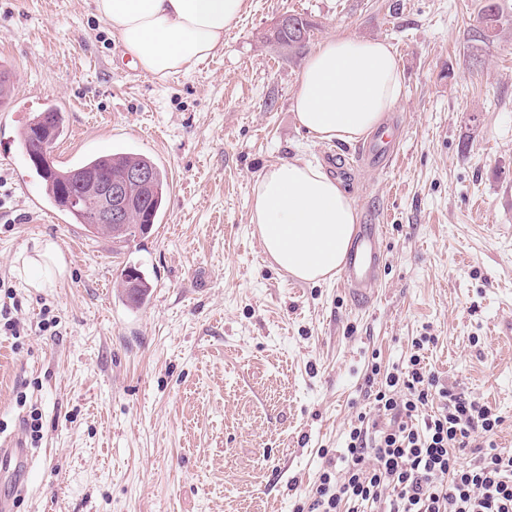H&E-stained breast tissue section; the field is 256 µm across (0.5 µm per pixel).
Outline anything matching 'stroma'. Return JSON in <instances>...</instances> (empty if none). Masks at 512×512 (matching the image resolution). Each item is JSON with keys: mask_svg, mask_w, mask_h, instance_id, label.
Segmentation results:
<instances>
[{"mask_svg": "<svg viewBox=\"0 0 512 512\" xmlns=\"http://www.w3.org/2000/svg\"><path fill=\"white\" fill-rule=\"evenodd\" d=\"M472 42L485 0H247L224 47L167 79L133 62L93 0H0L8 112L65 108L57 154L125 149L166 170V205L147 238L113 249L67 217L34 223L0 165V277L27 336L0 335V439L30 446L15 512H296L335 462L367 367L425 362L503 417L512 449V0ZM306 18V49L271 39ZM395 46L403 98L386 122L397 157L366 165L359 143H319L291 108L310 49L327 38ZM345 157L358 218L384 224L378 298L354 307L335 280L304 282L265 254L249 222L270 165ZM67 273L44 288L21 268L43 239ZM154 288L139 309L116 295L126 263ZM50 308L55 333L40 332ZM38 411L43 437L24 421Z\"/></svg>", "mask_w": 512, "mask_h": 512, "instance_id": "stroma-1", "label": "stroma"}]
</instances>
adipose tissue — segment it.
I'll return each instance as SVG.
<instances>
[{
  "instance_id": "1",
  "label": "adipose tissue",
  "mask_w": 512,
  "mask_h": 512,
  "mask_svg": "<svg viewBox=\"0 0 512 512\" xmlns=\"http://www.w3.org/2000/svg\"><path fill=\"white\" fill-rule=\"evenodd\" d=\"M94 5L134 64L160 79L190 72L214 56L245 10V0H94ZM402 90L391 43L333 36L307 57L292 107L313 140L350 143L380 126ZM356 220L348 191L321 166L283 161L253 185L249 221L273 262L298 279L336 276Z\"/></svg>"
}]
</instances>
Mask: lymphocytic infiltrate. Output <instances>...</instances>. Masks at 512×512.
Here are the masks:
<instances>
[{
    "mask_svg": "<svg viewBox=\"0 0 512 512\" xmlns=\"http://www.w3.org/2000/svg\"><path fill=\"white\" fill-rule=\"evenodd\" d=\"M426 342L414 339L404 368L372 364L376 412L350 425L308 512H512V450L494 440L501 415L428 371Z\"/></svg>",
    "mask_w": 512,
    "mask_h": 512,
    "instance_id": "f902f5d3",
    "label": "lymphocytic infiltrate"
}]
</instances>
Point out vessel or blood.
<instances>
[{"label": "vessel or blood", "instance_id": "obj_1", "mask_svg": "<svg viewBox=\"0 0 512 512\" xmlns=\"http://www.w3.org/2000/svg\"><path fill=\"white\" fill-rule=\"evenodd\" d=\"M392 136L381 131L366 147V154L381 168L391 165L394 155L390 148ZM385 264L382 225L366 221L359 225L348 247L340 270V286L358 303L364 304L374 296L379 272Z\"/></svg>", "mask_w": 512, "mask_h": 512}]
</instances>
